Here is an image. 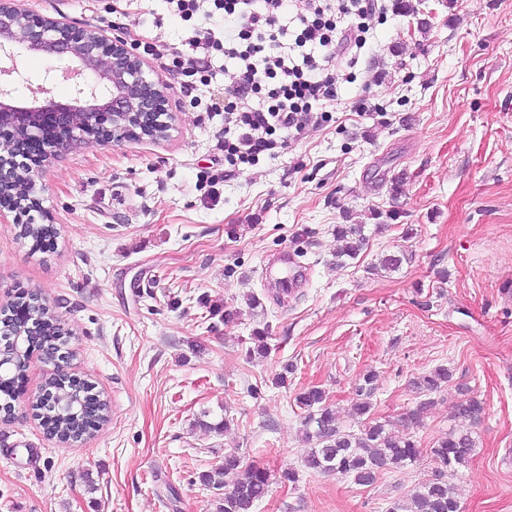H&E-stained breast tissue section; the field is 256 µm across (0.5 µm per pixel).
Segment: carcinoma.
<instances>
[{"mask_svg":"<svg viewBox=\"0 0 512 512\" xmlns=\"http://www.w3.org/2000/svg\"><path fill=\"white\" fill-rule=\"evenodd\" d=\"M336 239L341 246L336 250V265L355 258L364 248L367 238L361 224L336 225ZM30 305L23 299L8 303L0 309V320H7L5 328H26L25 316ZM11 337L0 338L7 361L0 374V391H9L24 376L28 355L23 347H14ZM376 375L368 372L355 388V400L349 414L360 424L358 431L343 428L339 410L330 403L325 390L310 387L301 392L297 403L306 412L303 419V441L309 445L303 457L304 467L321 474H338L350 477L358 485L372 484L379 473L388 469H402L420 461L423 449L410 434L409 429L421 424L428 407L434 400L430 395L438 392L452 378L445 366H438L413 379L410 386L424 396L416 407L403 418V430H397L389 421H380L372 413V397ZM46 386L63 406L47 409L43 401L34 399L31 410L37 417L50 412L47 429L62 441L80 440L102 425L108 414L107 401L97 393L88 391V385H73L70 378L57 375L46 381ZM460 398L452 406L454 425L445 436L429 448L430 455L446 468L448 476L455 475L471 461L476 441L472 428L482 418L483 402L462 388ZM204 486L221 492L217 512H252L254 503L261 499L269 486L268 471L260 466L246 465L235 451L224 453L221 465L203 473ZM387 512H460L457 488L447 480L436 477L419 484L410 498L396 501Z\"/></svg>","mask_w":512,"mask_h":512,"instance_id":"obj_1","label":"carcinoma"}]
</instances>
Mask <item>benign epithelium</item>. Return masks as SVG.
I'll list each match as a JSON object with an SVG mask.
<instances>
[{
	"instance_id": "benign-epithelium-1",
	"label": "benign epithelium",
	"mask_w": 512,
	"mask_h": 512,
	"mask_svg": "<svg viewBox=\"0 0 512 512\" xmlns=\"http://www.w3.org/2000/svg\"><path fill=\"white\" fill-rule=\"evenodd\" d=\"M67 56L75 83L71 105L40 104L44 85L30 86L31 100L5 102L23 76L0 64V214L15 224H34L45 210L36 191L44 162L74 145L107 139L117 145L130 138L160 139L173 115L162 83L129 46L127 39L98 25L73 26L44 18L0 0V61L13 50Z\"/></svg>"
}]
</instances>
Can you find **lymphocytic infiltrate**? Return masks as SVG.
<instances>
[{
    "label": "lymphocytic infiltrate",
    "mask_w": 512,
    "mask_h": 512,
    "mask_svg": "<svg viewBox=\"0 0 512 512\" xmlns=\"http://www.w3.org/2000/svg\"><path fill=\"white\" fill-rule=\"evenodd\" d=\"M209 1L224 21L223 38L208 31L195 37V56L176 66L192 77L206 73L213 53L234 62L223 102L209 106L224 114V162L234 172L329 121L327 107L338 99L337 61L354 68L387 14L382 0H306L288 30L278 25L288 0Z\"/></svg>",
    "instance_id": "lymphocytic-infiltrate-1"
}]
</instances>
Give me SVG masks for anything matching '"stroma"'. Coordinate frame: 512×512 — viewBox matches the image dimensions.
<instances>
[{
    "mask_svg": "<svg viewBox=\"0 0 512 512\" xmlns=\"http://www.w3.org/2000/svg\"><path fill=\"white\" fill-rule=\"evenodd\" d=\"M409 2L411 15L388 0L330 122L202 188L224 169V118L190 106L172 58L190 55L209 19L180 20L167 0H15L167 48L151 67L173 120L156 141L82 144L45 162L51 251L0 221V303L39 292L69 334V373L110 406L93 436L50 439L29 410L48 370L32 357L13 418H0V512H216L200 476L230 450L270 474L254 512H386L435 462L369 486L309 471L295 397L321 387L354 426V390L371 371L374 415L396 424L419 401L410 380L440 365L453 377L413 434L430 448L469 387L484 413L454 479L461 512H512V0ZM15 62L18 103L67 65L21 48ZM339 224L368 239L342 267ZM284 253L307 279L281 304L261 272ZM385 254L401 267L373 272ZM263 330L267 355L247 358Z\"/></svg>",
    "mask_w": 512,
    "mask_h": 512,
    "instance_id": "obj_1",
    "label": "stroma"
}]
</instances>
